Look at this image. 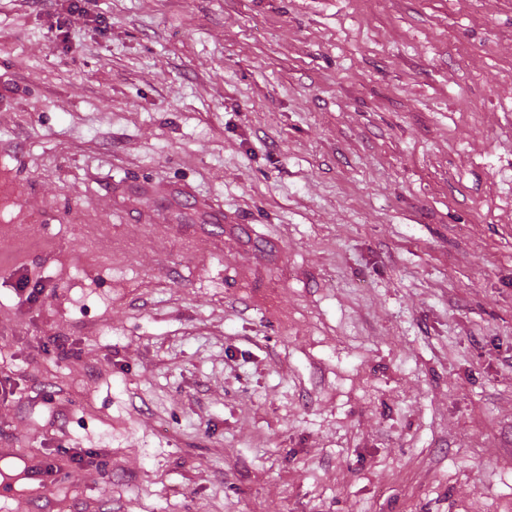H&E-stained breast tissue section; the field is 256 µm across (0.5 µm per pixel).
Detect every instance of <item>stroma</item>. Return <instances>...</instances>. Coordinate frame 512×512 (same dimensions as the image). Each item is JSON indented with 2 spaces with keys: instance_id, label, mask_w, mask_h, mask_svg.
Listing matches in <instances>:
<instances>
[{
  "instance_id": "35a3bbf8",
  "label": "stroma",
  "mask_w": 512,
  "mask_h": 512,
  "mask_svg": "<svg viewBox=\"0 0 512 512\" xmlns=\"http://www.w3.org/2000/svg\"><path fill=\"white\" fill-rule=\"evenodd\" d=\"M71 7L0 0V512H512V0Z\"/></svg>"
}]
</instances>
